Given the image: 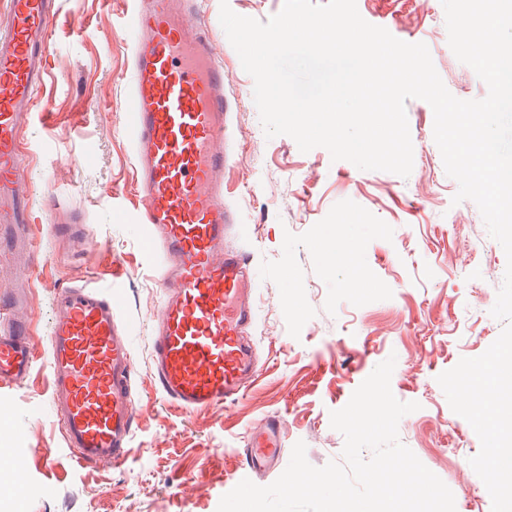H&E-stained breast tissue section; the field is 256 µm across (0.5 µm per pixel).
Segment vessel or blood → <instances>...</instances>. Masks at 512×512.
Returning <instances> with one entry per match:
<instances>
[{
	"instance_id": "obj_1",
	"label": "vessel or blood",
	"mask_w": 512,
	"mask_h": 512,
	"mask_svg": "<svg viewBox=\"0 0 512 512\" xmlns=\"http://www.w3.org/2000/svg\"><path fill=\"white\" fill-rule=\"evenodd\" d=\"M53 0H7L0 32L1 224H27L29 189L19 170V129L35 108L50 53ZM192 0H136L127 128L141 170L136 187L144 250L159 252L161 307L150 343L154 374L179 409L238 399L254 383L246 337L254 321L245 255L225 243L235 221L224 205L230 130L224 66L204 29L190 30ZM122 293L94 280L61 289L44 347L25 320L0 327V385H17L47 353L52 399L65 443L83 464L124 463L135 409L132 350L117 316ZM245 478L276 470L282 421L266 418L247 437Z\"/></svg>"
}]
</instances>
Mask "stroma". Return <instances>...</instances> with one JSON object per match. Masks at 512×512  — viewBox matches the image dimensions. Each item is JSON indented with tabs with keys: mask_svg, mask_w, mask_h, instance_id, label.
Here are the masks:
<instances>
[{
	"mask_svg": "<svg viewBox=\"0 0 512 512\" xmlns=\"http://www.w3.org/2000/svg\"><path fill=\"white\" fill-rule=\"evenodd\" d=\"M267 21L279 0H195L227 75L234 130L224 200L236 213L228 245L246 253L255 283L249 337L261 369L254 386L220 409L186 412L161 392L151 363L152 319L160 307V257L141 247L137 171L123 104L137 30L133 0H56L52 53L39 111L22 123L23 177L32 221L0 224V298L25 289L32 339L48 336L61 288L116 271L120 310L134 352L135 417L126 461L76 463L52 403L47 363L0 396V476L16 486L23 512H217L248 464L251 426L285 423L283 459L296 442L315 467L342 458L330 424L352 393L389 356L394 396L419 403L399 422L400 441L453 492L456 512H491L490 495L469 464L480 441L454 413L437 377L461 358L482 355L503 324L490 314L507 265L473 201L454 202L458 183L434 142V114L406 102L413 169L403 178L301 152L289 136L266 138L254 80L220 22L221 2ZM360 15L408 43H425L448 91L486 97L487 85L448 44L441 0H356ZM358 246L367 284L327 265L321 235ZM22 468H15V461Z\"/></svg>",
	"mask_w": 512,
	"mask_h": 512,
	"instance_id": "1",
	"label": "stroma"
}]
</instances>
